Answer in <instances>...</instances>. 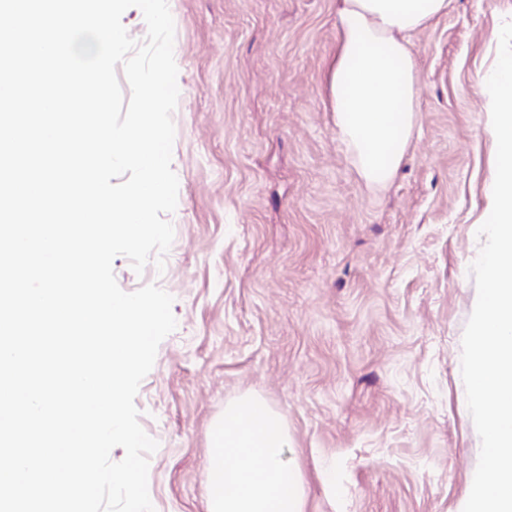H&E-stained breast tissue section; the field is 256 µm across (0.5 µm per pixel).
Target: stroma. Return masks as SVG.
<instances>
[{
    "instance_id": "obj_1",
    "label": "stroma",
    "mask_w": 512,
    "mask_h": 512,
    "mask_svg": "<svg viewBox=\"0 0 512 512\" xmlns=\"http://www.w3.org/2000/svg\"><path fill=\"white\" fill-rule=\"evenodd\" d=\"M181 95L164 269L176 329L135 398L154 512H208L213 430L245 400L288 434L304 512H463L481 441L461 376L492 208L486 81L512 0H451L412 38L420 112L367 185L326 75L336 0H169Z\"/></svg>"
}]
</instances>
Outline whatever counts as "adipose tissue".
I'll return each mask as SVG.
<instances>
[{
	"instance_id": "adipose-tissue-1",
	"label": "adipose tissue",
	"mask_w": 512,
	"mask_h": 512,
	"mask_svg": "<svg viewBox=\"0 0 512 512\" xmlns=\"http://www.w3.org/2000/svg\"><path fill=\"white\" fill-rule=\"evenodd\" d=\"M448 12V0H336V59L327 73L331 109L359 174L386 184L418 121L413 35ZM284 429L244 401L214 432L210 512H303V487L281 460Z\"/></svg>"
}]
</instances>
